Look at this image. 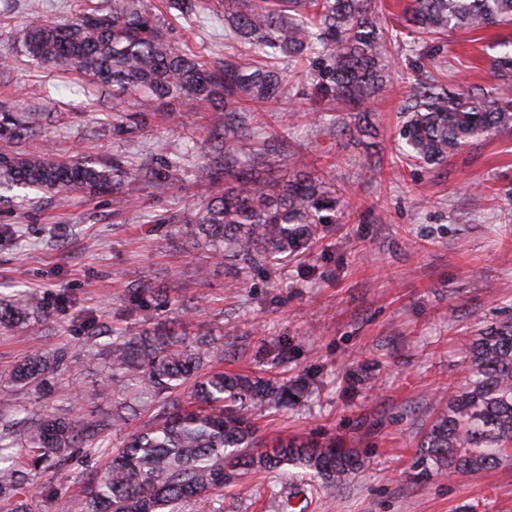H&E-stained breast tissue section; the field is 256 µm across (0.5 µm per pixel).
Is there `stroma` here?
I'll return each mask as SVG.
<instances>
[{
  "label": "stroma",
  "mask_w": 512,
  "mask_h": 512,
  "mask_svg": "<svg viewBox=\"0 0 512 512\" xmlns=\"http://www.w3.org/2000/svg\"><path fill=\"white\" fill-rule=\"evenodd\" d=\"M145 2L169 39L215 60L229 49L248 56L247 47L226 46L223 27L191 28L166 11L165 0ZM29 3L0 0V50L11 55L0 67V107L53 116L28 149L47 147L59 159L138 157L184 150L222 124L223 112L196 99H163L150 126L114 135L113 110L134 111V97L116 98L79 75L31 67L17 44ZM511 38L507 28L453 31L437 53L394 52L391 92L369 113L366 133L351 136L317 122L323 112L353 121L349 107L322 93L309 71L291 73L284 95L255 109L277 145L270 174L286 170L292 156L308 171H329L343 190L336 221L288 266L252 273L232 294L222 267H213L207 281L196 279L206 250L160 245L140 231L144 215L155 211L193 216L203 192L191 181L160 199L135 188L134 210L112 193H73L64 203L23 210L0 205V227L18 232L15 244L0 245V283L14 280L39 294L50 318L38 335L0 333V366L36 351L79 349L83 339L74 326L84 318L135 331L185 309L187 336H223L224 370L312 378L309 397L260 417L262 435L333 438L360 450L361 469L340 489L315 495L308 512H512V458L460 478L423 470L415 455L449 389L467 380L471 336L512 317V134L467 148L437 171L407 165L396 147L409 98L402 76L411 65L456 92L480 87L512 98V83L490 69L501 42ZM172 276L181 288L171 304L149 298L133 309L125 301L129 282L144 279L161 288ZM104 376L95 364L77 384L58 375L40 392L13 395L70 414H105L111 401L88 397ZM76 388L86 400L75 401ZM103 464L100 457L79 458L66 469L34 471V485L57 491L39 512H77L81 476ZM293 489L282 473H250L225 488L224 512H278Z\"/></svg>",
  "instance_id": "35a3bbf8"
}]
</instances>
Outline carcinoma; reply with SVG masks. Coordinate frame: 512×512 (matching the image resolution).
I'll return each instance as SVG.
<instances>
[{"instance_id":"obj_1","label":"carcinoma","mask_w":512,"mask_h":512,"mask_svg":"<svg viewBox=\"0 0 512 512\" xmlns=\"http://www.w3.org/2000/svg\"><path fill=\"white\" fill-rule=\"evenodd\" d=\"M91 14L106 23L87 25ZM405 22L404 30L419 39L508 26L512 0H411ZM402 31L380 33L372 0H252L244 10L237 0H224L226 39L251 45L258 59L227 54L207 61L168 39L142 0H113L109 11L82 9L66 23L33 9L21 45L36 65L138 95L136 111L112 113L115 133L146 128L158 116L154 101L183 95L223 112L224 124L211 131V151L201 159L186 151L154 153L137 164L122 156L58 162L47 152L0 151V192L23 189L53 199L73 189L107 193L140 184L163 196L190 177L205 196L195 217L179 225L180 236L210 251L212 264L224 267L227 287L238 288L251 270L278 269L313 244L327 223L323 211L336 205L338 194L324 175L261 178L267 154L244 147L249 105L279 97L285 62L315 70L322 86L364 120L388 87L389 57ZM501 47L491 70L512 82V40ZM405 112L398 147L415 166L439 167L468 146L512 133V99L474 90L451 94L432 75L410 82ZM48 118L1 108L0 139H29ZM146 223L161 242L172 238L176 220L155 215ZM47 321L41 303L24 291L0 298V331L37 334ZM181 326L175 318L162 329H114L101 342V325L87 319L78 325L85 336L79 351L60 347L0 369L1 385L35 389L58 373L75 380L101 363L110 375L92 396L112 397L106 417L35 412L10 395L0 397L3 512H36V501L55 489H34L32 472L44 465L65 469L79 455L108 457L85 475L79 512H222L224 488L249 471L284 470L316 492L339 488L361 468L356 450L331 440L264 444L255 416L296 401L310 380L279 383L226 372L219 368L224 344L207 334L186 338ZM466 364V385L452 392L417 447L440 474L494 468L512 449V318L479 329ZM137 414L145 418L139 431L109 452L108 436Z\"/></svg>"}]
</instances>
